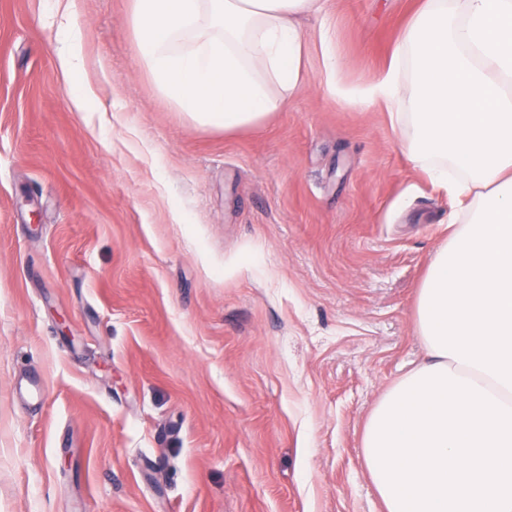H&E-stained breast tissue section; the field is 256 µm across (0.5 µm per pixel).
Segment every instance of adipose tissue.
<instances>
[{
	"mask_svg": "<svg viewBox=\"0 0 512 512\" xmlns=\"http://www.w3.org/2000/svg\"><path fill=\"white\" fill-rule=\"evenodd\" d=\"M318 0H133L130 29L158 91L197 125L260 128L305 80L296 25ZM57 60L77 110V30ZM328 91L365 110L384 104L404 148L465 216L417 292L425 358L368 418L364 466L386 512H512V0H422L381 75Z\"/></svg>",
	"mask_w": 512,
	"mask_h": 512,
	"instance_id": "adipose-tissue-1",
	"label": "adipose tissue"
}]
</instances>
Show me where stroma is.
I'll list each match as a JSON object with an SVG mask.
<instances>
[{"label":"stroma","mask_w":512,"mask_h":512,"mask_svg":"<svg viewBox=\"0 0 512 512\" xmlns=\"http://www.w3.org/2000/svg\"><path fill=\"white\" fill-rule=\"evenodd\" d=\"M132 5L76 0L100 113L52 0H0V512H384L362 433L458 206L319 33L363 87L420 0H324L305 84L228 134L157 91ZM60 47L57 52V60L63 75L67 79L70 96L74 107L79 111H85V99L93 93V90L83 79V57L80 33L70 27L60 30Z\"/></svg>","instance_id":"obj_1"}]
</instances>
